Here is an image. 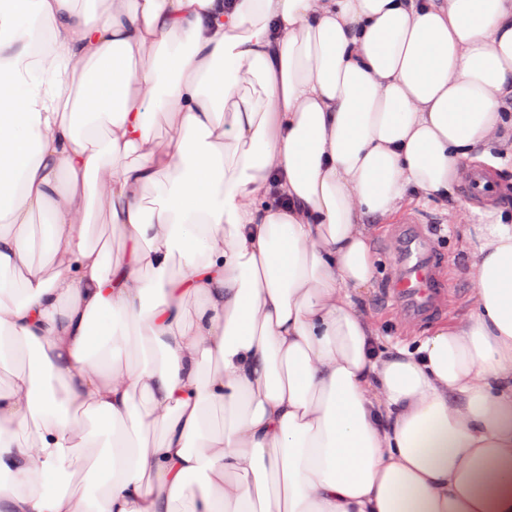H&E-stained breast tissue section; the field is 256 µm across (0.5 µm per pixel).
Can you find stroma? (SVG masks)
I'll return each mask as SVG.
<instances>
[{"label": "stroma", "mask_w": 512, "mask_h": 512, "mask_svg": "<svg viewBox=\"0 0 512 512\" xmlns=\"http://www.w3.org/2000/svg\"><path fill=\"white\" fill-rule=\"evenodd\" d=\"M497 181L502 190L497 203L491 209L473 207L464 197L461 184H454L448 198L438 199L425 196L415 189H408L407 200L400 213L378 221L371 238V249L375 259V276L367 288L356 298L359 308L369 314L375 324L379 347L392 350L413 342L437 326L460 320L470 311L471 298L476 284L468 272L474 261L471 250L465 249V239L473 237L474 228L479 224H492L499 220L501 213H512V159L504 161L497 171ZM109 201L101 193H93L90 212V237L92 242L106 245L111 260L123 255V231L108 221ZM420 214L430 223L439 225V243L447 264V276L451 284L447 308L439 315L424 323L406 324L398 308L382 305L379 290L384 281L393 273L384 249L390 230L401 223L405 216Z\"/></svg>", "instance_id": "1"}]
</instances>
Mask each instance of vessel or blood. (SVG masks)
Segmentation results:
<instances>
[{
  "label": "vessel or blood",
  "instance_id": "1",
  "mask_svg": "<svg viewBox=\"0 0 512 512\" xmlns=\"http://www.w3.org/2000/svg\"><path fill=\"white\" fill-rule=\"evenodd\" d=\"M492 182L489 172L470 170L463 191L475 200H487ZM388 253L395 275L388 281L387 298L402 306L404 318L419 323L442 312L450 283L443 276L445 259L436 248L434 228L418 217L406 218L395 228Z\"/></svg>",
  "mask_w": 512,
  "mask_h": 512
}]
</instances>
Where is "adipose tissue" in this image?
Here are the masks:
<instances>
[{
	"label": "adipose tissue",
	"instance_id": "ef3b65f1",
	"mask_svg": "<svg viewBox=\"0 0 512 512\" xmlns=\"http://www.w3.org/2000/svg\"><path fill=\"white\" fill-rule=\"evenodd\" d=\"M510 94L512 0H0V512H512V224L416 348L352 299L366 217L512 156ZM109 201L100 192L92 195L90 212L91 241L99 245L106 244L112 261L121 259L123 255L124 232L108 221Z\"/></svg>",
	"mask_w": 512,
	"mask_h": 512
}]
</instances>
